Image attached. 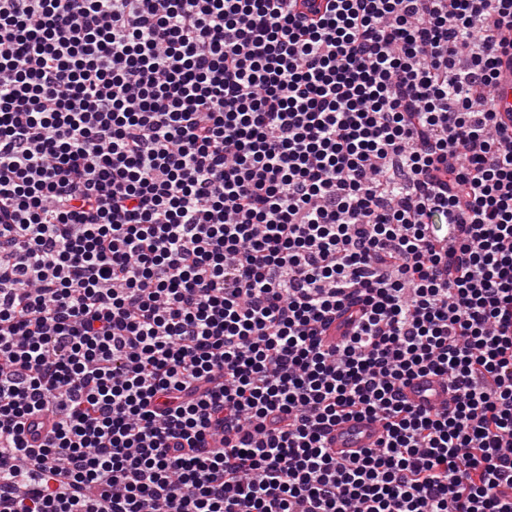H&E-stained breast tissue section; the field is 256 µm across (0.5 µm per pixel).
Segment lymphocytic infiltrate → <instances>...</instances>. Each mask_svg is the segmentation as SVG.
<instances>
[{
	"instance_id": "1",
	"label": "lymphocytic infiltrate",
	"mask_w": 512,
	"mask_h": 512,
	"mask_svg": "<svg viewBox=\"0 0 512 512\" xmlns=\"http://www.w3.org/2000/svg\"><path fill=\"white\" fill-rule=\"evenodd\" d=\"M506 30L512 0H0V512H512ZM427 374L452 409L404 399ZM497 111H512V65L508 58H504L502 63V77L498 84ZM383 435L381 423L372 418H352L336 423L325 433L327 446L338 458H350L365 448H374Z\"/></svg>"
}]
</instances>
